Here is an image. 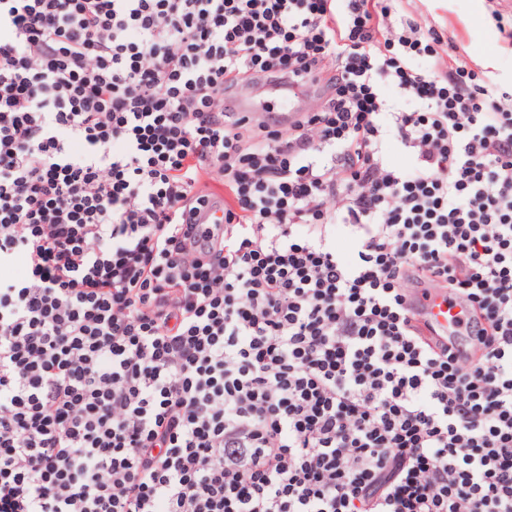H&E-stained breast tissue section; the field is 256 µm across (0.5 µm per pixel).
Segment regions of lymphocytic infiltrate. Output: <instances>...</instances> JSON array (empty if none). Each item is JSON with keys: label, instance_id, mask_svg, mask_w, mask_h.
Wrapping results in <instances>:
<instances>
[{"label": "lymphocytic infiltrate", "instance_id": "1", "mask_svg": "<svg viewBox=\"0 0 512 512\" xmlns=\"http://www.w3.org/2000/svg\"><path fill=\"white\" fill-rule=\"evenodd\" d=\"M393 2L0 0V512H512V93ZM262 90H259L257 92H253L250 94H246V96H254L253 104L259 109V112L265 113L262 111V107L265 109V106H270L271 109L274 108V113L279 114L281 113V124L288 126V123L291 121L294 113L298 112H288V101L290 100H296L299 102H302L305 98H308L309 96H305L301 93V89L295 88L293 91L296 93V97L288 96V99L285 97H282L276 93H267L263 95H258ZM276 114V115H277ZM414 306L420 314L417 316L429 326V334L438 340L448 339L450 324L454 328L452 317L460 311L458 306L448 301V290L436 287L430 290L427 298L420 297Z\"/></svg>", "mask_w": 512, "mask_h": 512}]
</instances>
